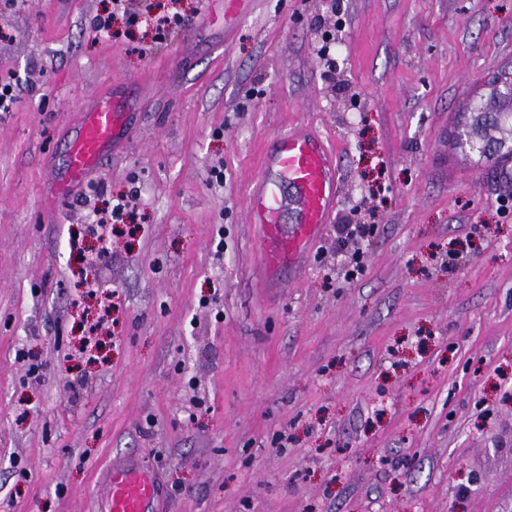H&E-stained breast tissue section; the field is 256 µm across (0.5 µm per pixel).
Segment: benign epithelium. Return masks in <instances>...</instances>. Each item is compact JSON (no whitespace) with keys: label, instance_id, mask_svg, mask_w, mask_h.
Listing matches in <instances>:
<instances>
[{"label":"benign epithelium","instance_id":"7a95c632","mask_svg":"<svg viewBox=\"0 0 512 512\" xmlns=\"http://www.w3.org/2000/svg\"><path fill=\"white\" fill-rule=\"evenodd\" d=\"M487 87L488 96L482 99L484 111L470 113L458 132L460 143L472 151L481 149L486 156L505 148L512 152V144L508 146L504 140L492 143L489 150L484 148L489 124L512 123V72L503 70L495 74L488 79Z\"/></svg>","mask_w":512,"mask_h":512}]
</instances>
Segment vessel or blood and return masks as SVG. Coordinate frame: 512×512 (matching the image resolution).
Wrapping results in <instances>:
<instances>
[{
	"instance_id": "1",
	"label": "vessel or blood",
	"mask_w": 512,
	"mask_h": 512,
	"mask_svg": "<svg viewBox=\"0 0 512 512\" xmlns=\"http://www.w3.org/2000/svg\"><path fill=\"white\" fill-rule=\"evenodd\" d=\"M128 113L116 103L97 102L81 114L78 131L67 152L70 181L56 187L66 195L81 183L125 138ZM339 184L336 159L324 141L299 126L284 130L263 156L261 172L249 185L246 211L263 243V259L270 272L297 266L310 243L330 223ZM295 216L291 230H283V215ZM158 484L148 469L126 464L114 466L104 497L105 512H157Z\"/></svg>"
}]
</instances>
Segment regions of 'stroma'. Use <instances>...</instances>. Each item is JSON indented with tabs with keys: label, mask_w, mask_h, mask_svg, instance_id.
Instances as JSON below:
<instances>
[{
	"label": "stroma",
	"mask_w": 512,
	"mask_h": 512,
	"mask_svg": "<svg viewBox=\"0 0 512 512\" xmlns=\"http://www.w3.org/2000/svg\"><path fill=\"white\" fill-rule=\"evenodd\" d=\"M110 9L0 8V512H102L129 460L162 512H512V156L456 138L512 64V0H181L147 57L144 28L97 29ZM112 94L127 141L58 198ZM288 123L333 146L341 194L275 285L245 197ZM132 189L99 253L94 208ZM373 190L348 281L334 226ZM86 286L119 295L93 361Z\"/></svg>",
	"instance_id": "obj_1"
}]
</instances>
